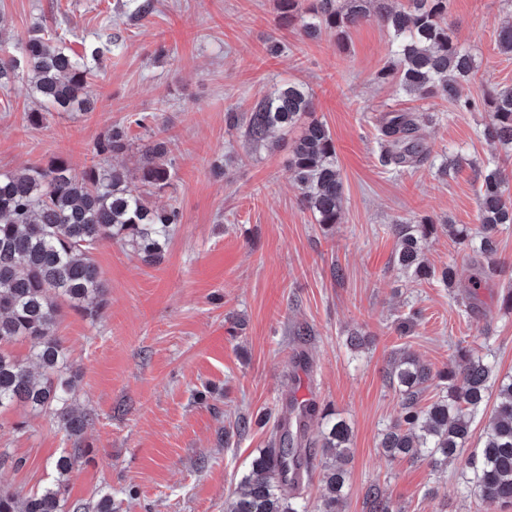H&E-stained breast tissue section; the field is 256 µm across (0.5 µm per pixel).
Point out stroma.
Instances as JSON below:
<instances>
[{
  "label": "stroma",
  "mask_w": 512,
  "mask_h": 512,
  "mask_svg": "<svg viewBox=\"0 0 512 512\" xmlns=\"http://www.w3.org/2000/svg\"><path fill=\"white\" fill-rule=\"evenodd\" d=\"M127 0H0V41L62 25L77 53L93 47L92 111L28 115L37 104L28 81L0 87V172L61 158L89 165L112 125L133 148L118 158L138 178L146 142L135 120L152 114L165 130L176 173L156 208L178 207L163 260L149 265L123 242L92 254L108 287L97 317L65 311L56 334L78 374L76 406L92 421L85 462L68 475L69 503L111 495L118 512H225L241 478L271 435L287 401L328 408L351 428L345 512H368L365 494L380 485L403 512H484L463 492L459 464L435 471L426 461L386 458L381 435L399 396L387 371L406 350L432 370L453 363L460 339L486 343L499 375L512 374V224L498 235L499 272L468 315L457 289L399 276L391 225L428 219L478 227L479 166L502 154L481 130L487 112L399 93L377 74L391 63L390 35L372 20L345 45L309 39L279 21L278 0H154L141 21ZM512 0H449L448 27L477 69L462 86L482 99L512 85V56L496 35ZM122 50H106L108 34ZM283 49L273 54L272 42ZM309 88L315 115L329 129L345 199L338 224H316L299 202L288 170L290 142L248 141L230 112L246 116L276 85ZM418 115L430 155L402 170L383 166L376 119L386 110ZM466 158L456 167L455 156ZM435 268L454 265L468 282L470 250L438 233L425 250ZM421 312L411 335L395 330L409 309ZM363 348L345 345L348 333ZM250 426L237 431L238 417ZM74 440L44 415L14 406L0 412V485L21 493L53 483L51 463ZM433 498H425V491Z\"/></svg>",
  "instance_id": "1"
}]
</instances>
